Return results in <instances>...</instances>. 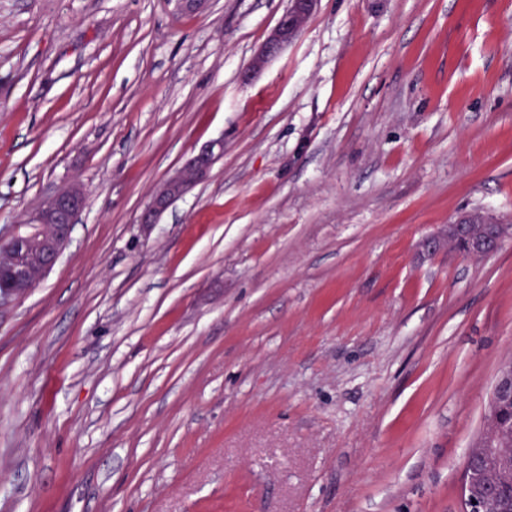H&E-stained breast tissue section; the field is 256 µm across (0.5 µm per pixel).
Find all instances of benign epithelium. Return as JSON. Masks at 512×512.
<instances>
[{
    "label": "benign epithelium",
    "mask_w": 512,
    "mask_h": 512,
    "mask_svg": "<svg viewBox=\"0 0 512 512\" xmlns=\"http://www.w3.org/2000/svg\"><path fill=\"white\" fill-rule=\"evenodd\" d=\"M317 0H288V7L277 25L260 46L249 69L247 78H252L270 60L279 56L301 33L312 16ZM224 152L221 141L212 142L191 155L183 166L163 182L151 202L140 215L139 223L154 224L160 215L177 199L185 195L208 175L215 160ZM85 202V190L72 187L61 190L45 200L27 219L29 224H40L47 228V235L30 237L26 241L16 234L10 238L13 246L26 250L32 268L0 263V278L8 287L0 288V307L24 298L55 265L66 246L72 224L75 223ZM512 233V227L499 225L475 236L470 245V254L487 256L494 253L500 238ZM491 398L494 403H512V362L504 363L499 372ZM496 449L488 440L470 452V466L465 479L468 512H486V476Z\"/></svg>",
    "instance_id": "7a95c632"
}]
</instances>
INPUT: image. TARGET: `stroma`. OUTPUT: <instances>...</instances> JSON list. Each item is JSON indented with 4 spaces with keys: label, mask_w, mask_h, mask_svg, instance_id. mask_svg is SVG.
I'll return each instance as SVG.
<instances>
[{
    "label": "stroma",
    "mask_w": 512,
    "mask_h": 512,
    "mask_svg": "<svg viewBox=\"0 0 512 512\" xmlns=\"http://www.w3.org/2000/svg\"><path fill=\"white\" fill-rule=\"evenodd\" d=\"M0 0V239L73 184L0 309V512H461L512 359V0ZM207 179L139 216L185 159ZM318 0H290L277 25L260 46L249 69L247 78H252L270 60L279 56L301 33L312 16ZM224 152L221 141L212 142L192 154L183 166L163 182L143 210L139 224H155L160 215L208 175L215 160ZM85 190L72 187L61 190L45 200L28 217L25 224H40L47 228L46 237L30 236L29 244L19 234L10 238L13 246L26 249L32 270L24 266L1 264L10 255L1 253L0 278L5 277L8 287L0 288V307L24 298L55 265L66 246L72 224L85 202ZM449 236L453 239L450 242L459 252L467 254L470 251V254L477 256H487L494 253L501 240L495 228H490L484 233L476 235L470 246L469 241L464 237H454L450 234ZM498 405L512 403V362L504 363L499 372L495 386L492 389L491 397Z\"/></svg>",
    "instance_id": "obj_1"
}]
</instances>
